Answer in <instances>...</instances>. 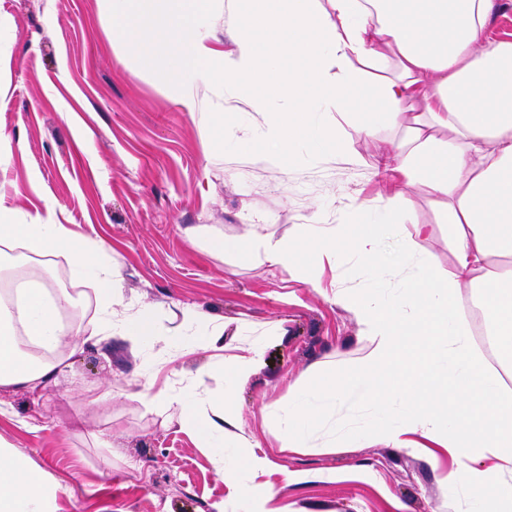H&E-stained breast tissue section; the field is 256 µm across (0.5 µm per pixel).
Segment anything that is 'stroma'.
<instances>
[{
	"label": "stroma",
	"instance_id": "1",
	"mask_svg": "<svg viewBox=\"0 0 512 512\" xmlns=\"http://www.w3.org/2000/svg\"><path fill=\"white\" fill-rule=\"evenodd\" d=\"M201 110L177 104L143 72L104 24L100 0H0V134L25 150L0 159V207L18 221L58 203L55 219L97 242L111 262L114 323L153 317L157 334L139 345L122 336L69 343V365L31 391L0 387V442L49 473L57 512H250L241 493L269 494L270 512H454L448 452L390 448L360 436L368 410L348 401L326 416L307 447L285 445L284 409L314 375L352 372L371 348L334 287L383 288L373 269L339 258L314 288L294 270L260 263L248 249L213 250L214 240L258 237L301 254L317 243L298 224H344L355 202L385 204L375 165L400 131L364 141L337 127L356 161L299 143L303 161L269 164L257 134L286 99L263 107L222 81L198 83ZM224 122L199 133L210 106ZM411 210L382 247L397 260L402 238L441 270L452 268L448 227L424 185L403 187ZM68 279L98 315V284L69 274L67 254L47 272ZM193 307L203 323L184 321ZM261 348L250 378L227 389L224 367ZM223 409L210 443L179 423L178 398ZM245 457L258 469L239 468Z\"/></svg>",
	"mask_w": 512,
	"mask_h": 512
}]
</instances>
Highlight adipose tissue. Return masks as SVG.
Listing matches in <instances>:
<instances>
[{
    "mask_svg": "<svg viewBox=\"0 0 512 512\" xmlns=\"http://www.w3.org/2000/svg\"><path fill=\"white\" fill-rule=\"evenodd\" d=\"M106 24L136 63L159 76L176 100L194 112L198 79L220 75L246 99H288L258 133L265 158L288 159L287 146L310 130L314 108L341 117L362 115L357 131L376 138L380 125L412 121L411 141L393 145L379 167L392 182L425 184L444 201V222L454 268L442 272L406 240L403 265L412 269L393 295L366 285L336 291L353 312L372 348L348 379L327 372L291 403L287 445L301 447L321 425L326 409L357 396L374 417L369 437L392 448H444L454 462L447 481L463 495L461 512H512V394L500 369L512 371V268L489 270L491 258L512 259V40H489L495 0H102ZM237 16L235 48L219 56L207 32L225 12ZM448 138H439V131ZM401 194L381 209L361 201L354 213L376 211L377 224H300L296 236L316 234L318 249L265 244L260 257L298 270L317 284L324 261L343 255L389 275L377 226L394 221ZM57 205L22 223L0 207V259L23 248L44 268L69 254L73 276L94 277L99 317L92 326L62 327L61 311L74 306L66 292L51 293L33 278L17 291L16 305L0 298V385L30 387L62 373L64 335L124 336L137 344L155 336L150 317L112 320V268L89 247L69 250L70 233L55 223ZM472 291L487 324V349L471 341L462 289ZM54 357L31 363L19 337ZM499 368H492L488 355ZM457 423L434 417L454 410ZM55 482L12 449L0 448V512H53Z\"/></svg>",
    "mask_w": 512,
    "mask_h": 512,
    "instance_id": "1",
    "label": "adipose tissue"
}]
</instances>
